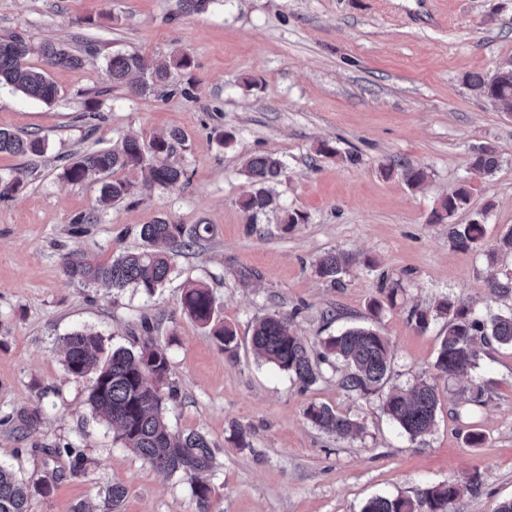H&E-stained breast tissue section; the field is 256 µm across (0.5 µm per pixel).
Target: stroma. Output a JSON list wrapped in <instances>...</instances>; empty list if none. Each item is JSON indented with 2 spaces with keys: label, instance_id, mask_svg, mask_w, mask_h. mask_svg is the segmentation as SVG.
<instances>
[{
  "label": "stroma",
  "instance_id": "1",
  "mask_svg": "<svg viewBox=\"0 0 512 512\" xmlns=\"http://www.w3.org/2000/svg\"><path fill=\"white\" fill-rule=\"evenodd\" d=\"M8 33L85 57L80 68L51 70L52 104L0 88V128L48 144L41 156L0 154V176L25 183L0 199V463L32 484L53 478L31 512H198L187 477L160 475L91 414L90 379L63 364L62 339L76 330L133 351L147 338L166 347L176 390L169 426L205 434L214 450L212 512H361L373 497L413 499L474 474L480 492L449 512H495L512 499V347H486L476 368L447 380L434 368L447 320L421 331L411 317L446 297L480 315L512 307V259L490 258L512 230V114L464 83L512 60V0H213L191 14L179 0H0V35ZM177 51L192 65L172 72L169 91L137 96L107 79L114 54L166 60ZM91 101L100 107L93 120ZM173 128L186 135L170 158L185 181L141 188L104 210L99 178H61L87 151ZM323 143L331 153H320ZM482 144L500 155L490 175L471 166ZM259 153L279 157L285 173L273 185L279 209L252 220L241 207L251 189L243 163ZM400 160L424 168L421 186L383 176ZM462 185L471 200L456 222L484 215L482 244L467 251L452 249L447 225L432 217ZM293 212L300 222L286 224ZM158 218L200 236L154 295L67 280V254L110 262L142 249L141 225ZM329 251L373 266L354 265L331 284L316 273ZM192 284L215 296L236 354L183 310ZM375 300L384 304L377 316ZM273 312L292 316L315 353L345 329L378 330L392 354L384 386L347 390L333 361L305 386L256 359L253 322ZM419 378L436 383L441 406L432 431L412 439L382 402ZM476 386L481 403L458 402L459 389ZM312 404L357 420L362 433L318 429L305 417ZM31 413L38 419L25 425ZM239 428L248 447L233 439ZM473 430L482 443H467ZM65 444L83 453L84 476L71 477L67 456L54 454ZM115 484L125 489L116 506L106 497Z\"/></svg>",
  "mask_w": 512,
  "mask_h": 512
}]
</instances>
